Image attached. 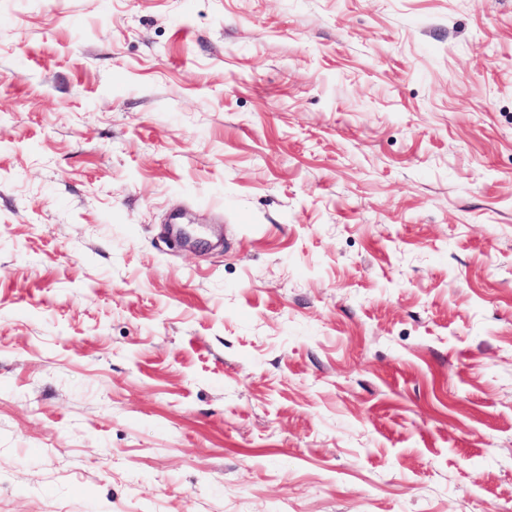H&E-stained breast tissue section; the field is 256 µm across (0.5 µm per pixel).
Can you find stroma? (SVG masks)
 Here are the masks:
<instances>
[{
    "instance_id": "stroma-1",
    "label": "stroma",
    "mask_w": 512,
    "mask_h": 512,
    "mask_svg": "<svg viewBox=\"0 0 512 512\" xmlns=\"http://www.w3.org/2000/svg\"><path fill=\"white\" fill-rule=\"evenodd\" d=\"M0 512H512V0H0Z\"/></svg>"
}]
</instances>
